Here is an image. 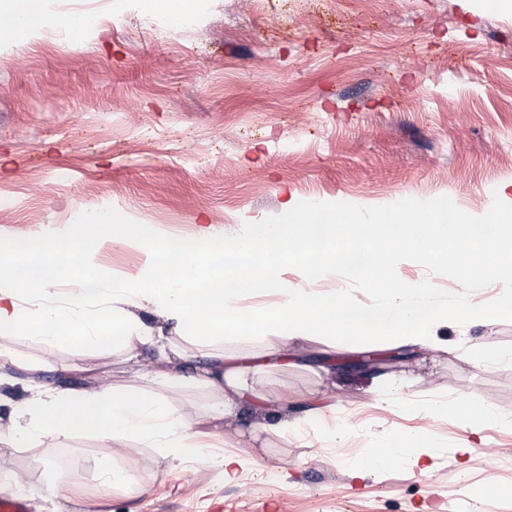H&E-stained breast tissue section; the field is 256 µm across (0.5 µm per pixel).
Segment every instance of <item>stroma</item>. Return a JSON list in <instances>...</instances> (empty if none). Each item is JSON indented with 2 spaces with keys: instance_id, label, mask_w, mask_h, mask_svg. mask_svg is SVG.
<instances>
[{
  "instance_id": "obj_1",
  "label": "stroma",
  "mask_w": 512,
  "mask_h": 512,
  "mask_svg": "<svg viewBox=\"0 0 512 512\" xmlns=\"http://www.w3.org/2000/svg\"><path fill=\"white\" fill-rule=\"evenodd\" d=\"M97 26L81 37L55 26L0 47V236L69 231L79 204L108 207L119 224H153L191 236L245 233L252 224H294L312 204L357 224L389 214L419 219L436 206L477 220L512 183V9L495 0H210L204 24L159 38L132 0H91ZM394 275L432 281L455 306L452 269L390 255ZM100 266L136 281L146 254L104 244ZM315 289H345L357 306L374 288L341 269ZM428 346L404 356L382 351L376 372L344 368L346 348L290 346L252 378L289 418L325 420L358 436L332 448L307 440L252 438L242 408L236 441L203 457L164 454L135 440L104 445L75 435L7 449L24 485L0 476V494L23 496L34 512H448L468 494L466 512H512V369L484 368V351L512 349V320L449 319ZM34 365H0V415L87 370L115 386L138 362L105 341L94 354L70 342L41 344L0 328V349ZM395 381L414 410L381 397ZM439 398L491 401L504 424L463 428L422 409ZM400 429L428 432L425 471L395 463L384 473L346 465L362 438ZM252 459L225 480V452ZM135 479L105 491L102 458ZM68 497L46 489L50 471ZM302 497H295V489Z\"/></svg>"
}]
</instances>
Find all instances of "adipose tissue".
Returning <instances> with one entry per match:
<instances>
[{
	"instance_id": "obj_1",
	"label": "adipose tissue",
	"mask_w": 512,
	"mask_h": 512,
	"mask_svg": "<svg viewBox=\"0 0 512 512\" xmlns=\"http://www.w3.org/2000/svg\"><path fill=\"white\" fill-rule=\"evenodd\" d=\"M49 19L76 35L97 23L85 13L48 17L44 0H0V39L31 38ZM130 240L148 256L143 279L115 285L90 270L89 258L101 242ZM390 253L453 266L462 290L455 308L461 320L512 318V302L479 306L468 296L474 283L485 280L512 288V189L505 185L497 189L496 206L475 223L460 218L446 224L432 214L423 222L351 224L321 210L296 224H254L240 237L203 232L188 247L150 224L113 225L107 209L93 223L74 221L61 236L1 237V327L45 344L66 332L88 353L110 337L132 359L156 348L162 368L155 378L169 386L205 387L216 399L198 417L148 398L136 384H67L14 405L8 423L0 422V443L43 444L93 433L107 440L133 438L189 458L202 456L210 440L224 437L226 420L240 406L258 408L266 400L248 389V358L225 356L226 342L258 344L267 358L299 341L356 348L371 340L403 346L430 342L449 310L432 300L429 284L395 276L386 259ZM291 262L301 267V283H288L281 275ZM330 267L373 285L379 303L362 308L345 290L309 288V281ZM63 281L72 284L64 293L58 289ZM146 309L163 322L166 339L144 324L140 313ZM426 412L481 428L503 421L485 401H466L453 410L435 401ZM432 451L427 435L401 430L369 442L350 464L379 472L398 461L414 470Z\"/></svg>"
}]
</instances>
